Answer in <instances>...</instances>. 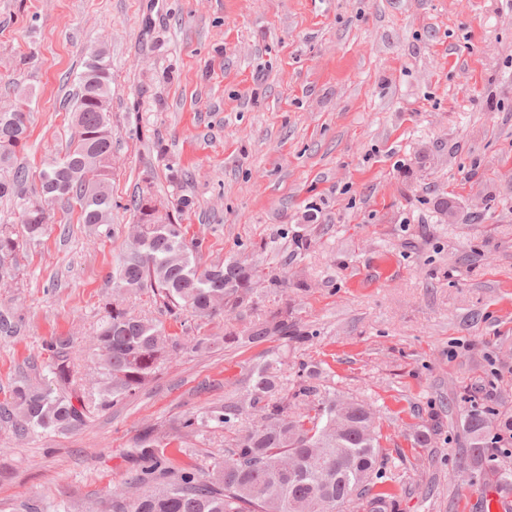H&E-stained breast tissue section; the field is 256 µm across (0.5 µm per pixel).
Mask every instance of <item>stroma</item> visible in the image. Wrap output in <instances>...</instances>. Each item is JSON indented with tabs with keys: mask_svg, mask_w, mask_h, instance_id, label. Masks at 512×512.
Listing matches in <instances>:
<instances>
[{
	"mask_svg": "<svg viewBox=\"0 0 512 512\" xmlns=\"http://www.w3.org/2000/svg\"><path fill=\"white\" fill-rule=\"evenodd\" d=\"M101 40L114 234L56 202L49 234L0 274L17 325L0 332V403L44 384L57 336L94 385L92 336L145 184L192 199L177 220L202 263L257 259L290 287L211 320L129 296L179 350L74 430L19 436L0 420V512H100L147 432L174 465L208 471L223 429L182 421L243 397L278 351L287 378L312 365L325 390L374 406L392 512H482L485 470H512V456L472 464L464 430L476 407L494 434L512 418V0H0V108L29 104L27 191L66 150V99ZM285 306L309 342H225Z\"/></svg>",
	"mask_w": 512,
	"mask_h": 512,
	"instance_id": "obj_1",
	"label": "stroma"
}]
</instances>
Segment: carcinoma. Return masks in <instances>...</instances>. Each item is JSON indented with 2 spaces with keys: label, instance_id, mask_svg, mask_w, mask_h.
Instances as JSON below:
<instances>
[{
  "label": "carcinoma",
  "instance_id": "obj_1",
  "mask_svg": "<svg viewBox=\"0 0 512 512\" xmlns=\"http://www.w3.org/2000/svg\"><path fill=\"white\" fill-rule=\"evenodd\" d=\"M103 47L89 52L72 97L74 135L63 156L46 163L40 189L25 191L28 173L15 167L16 149L27 137L29 112L25 102L17 111L0 112V197L15 199L20 209L21 236L0 225V270L12 265L19 240L37 242L49 229L42 202L72 198L80 206V220L105 237H112V124L99 120L96 106L110 105L111 73ZM159 199L145 186L132 200L143 245L127 248L119 271V290L136 294L145 289L162 301L178 319H211L255 304L263 283L275 293L288 281L259 263L229 259L203 265L194 254L201 243L187 245L182 225L162 223L154 215ZM275 338L284 344L311 339L281 309L248 332L246 342ZM69 341L54 338L49 386L17 385L11 400L0 404V420L24 436L31 431L67 430L84 422L93 398L79 386L77 371L64 352ZM94 345L98 351V403L106 409L131 397L152 379L179 346V340L160 324L132 314L117 298L103 306ZM317 367H304L293 385H284L281 359L257 365L247 394L221 407L209 408L182 422L189 432L215 426L230 441L224 457L203 475L193 466L175 468L164 444L147 434L140 440V470L132 481L114 491L112 512H343L353 498H366L372 512H385L392 493L372 494L374 475L385 457L373 425L375 412L364 402L321 390ZM346 425L336 432V411ZM469 458L482 461L488 423L479 410L466 420ZM297 475L288 476V461Z\"/></svg>",
  "mask_w": 512,
  "mask_h": 512
}]
</instances>
